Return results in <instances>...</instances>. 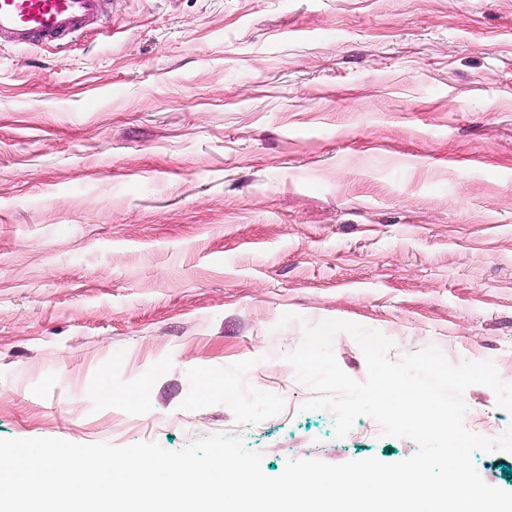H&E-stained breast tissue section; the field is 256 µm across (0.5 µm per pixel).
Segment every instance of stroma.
<instances>
[{"label":"stroma","mask_w":512,"mask_h":512,"mask_svg":"<svg viewBox=\"0 0 512 512\" xmlns=\"http://www.w3.org/2000/svg\"><path fill=\"white\" fill-rule=\"evenodd\" d=\"M105 8L0 39V439L414 455L305 409L286 356L327 318L512 384V0Z\"/></svg>","instance_id":"stroma-1"}]
</instances>
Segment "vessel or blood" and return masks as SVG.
<instances>
[{
	"label": "vessel or blood",
	"mask_w": 512,
	"mask_h": 512,
	"mask_svg": "<svg viewBox=\"0 0 512 512\" xmlns=\"http://www.w3.org/2000/svg\"><path fill=\"white\" fill-rule=\"evenodd\" d=\"M104 18V0H0V37L23 45L52 44Z\"/></svg>",
	"instance_id": "1"
}]
</instances>
